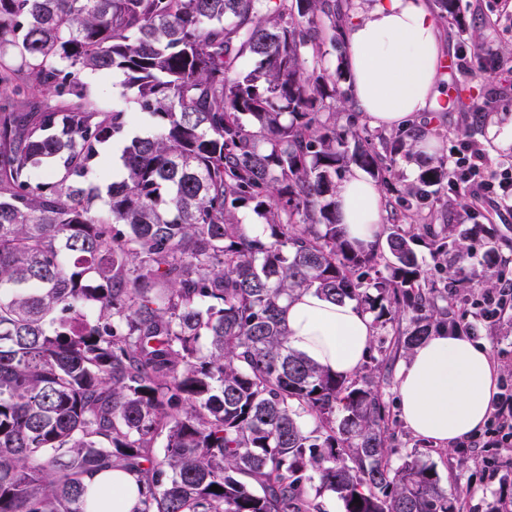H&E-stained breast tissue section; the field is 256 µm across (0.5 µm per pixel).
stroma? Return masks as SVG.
Returning <instances> with one entry per match:
<instances>
[{
	"instance_id": "stroma-1",
	"label": "stroma",
	"mask_w": 512,
	"mask_h": 512,
	"mask_svg": "<svg viewBox=\"0 0 512 512\" xmlns=\"http://www.w3.org/2000/svg\"><path fill=\"white\" fill-rule=\"evenodd\" d=\"M462 22L438 18L437 27L444 58H457L466 51L470 64L440 72L437 89L439 103L418 114L411 126L423 130L439 144V151L451 155L453 148L464 142L480 144L487 153L488 166L482 177L498 180L504 163L512 162V147L500 148L488 133L489 124L507 126L512 123V0H458ZM132 119L124 132L103 147L104 173H90L88 179L102 184L104 178L119 179L122 174L121 154L126 143L135 136L154 130L136 112L133 102L125 104ZM422 159L417 155H398L394 163L395 191H382V221L405 224L413 228L417 253L428 284L436 287L445 302L451 303L456 316L473 324L472 340L486 347L499 364L498 380L512 383V310L491 322L482 321L474 309L472 294L481 290L485 280H499L501 272L512 274V197L496 203L483 194H475L467 184L456 188H440L425 205L408 206L398 193L414 184ZM453 224L464 237L475 258L468 270L471 287H457L456 279L432 258L427 244L443 225ZM491 228L492 237L475 235L472 225ZM373 350L386 353L382 368L381 393L390 410L394 445L392 465L401 464L404 456L415 455L437 472L441 487L449 496L458 498L459 512H496L501 498L512 495V469L499 470L495 464L512 450H485L458 444L448 448L425 443L403 424L397 396V375L407 352L403 341L392 330L374 329Z\"/></svg>"
}]
</instances>
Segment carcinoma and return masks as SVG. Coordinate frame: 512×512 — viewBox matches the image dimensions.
Wrapping results in <instances>:
<instances>
[{
    "instance_id": "obj_1",
    "label": "carcinoma",
    "mask_w": 512,
    "mask_h": 512,
    "mask_svg": "<svg viewBox=\"0 0 512 512\" xmlns=\"http://www.w3.org/2000/svg\"><path fill=\"white\" fill-rule=\"evenodd\" d=\"M341 21L336 0H0V88L58 100L0 116V512H86L107 469L137 476L136 512H324L327 491L343 512H457L432 469L390 465L387 356L343 377L287 345L285 304L312 289L408 321L406 349L457 326L409 229L383 250L337 223L336 174L384 181L415 147L336 122ZM86 73L158 126L104 192L85 178L129 112L96 107ZM447 184L431 158L407 195ZM453 232L432 255L459 275Z\"/></svg>"
}]
</instances>
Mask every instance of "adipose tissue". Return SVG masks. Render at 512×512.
<instances>
[{
  "label": "adipose tissue",
  "mask_w": 512,
  "mask_h": 512,
  "mask_svg": "<svg viewBox=\"0 0 512 512\" xmlns=\"http://www.w3.org/2000/svg\"><path fill=\"white\" fill-rule=\"evenodd\" d=\"M344 52L355 104L373 125L404 127L436 103L441 50L427 0H367L344 26ZM334 201L348 239L374 244L381 224L375 183L351 171ZM283 320L289 345L318 366L345 376L362 365L372 327L355 302L334 303L309 291L288 301ZM497 377L484 346L464 336H429L400 366V416L417 437L455 444L484 425ZM91 488L111 493L109 512H135L138 506L139 483L131 473H99Z\"/></svg>",
  "instance_id": "obj_1"
}]
</instances>
